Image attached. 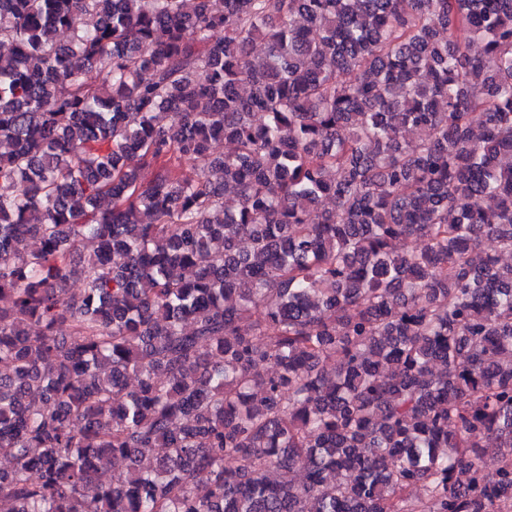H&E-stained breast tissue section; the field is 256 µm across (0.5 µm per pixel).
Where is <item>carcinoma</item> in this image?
I'll use <instances>...</instances> for the list:
<instances>
[{
  "label": "carcinoma",
  "instance_id": "carcinoma-1",
  "mask_svg": "<svg viewBox=\"0 0 512 512\" xmlns=\"http://www.w3.org/2000/svg\"><path fill=\"white\" fill-rule=\"evenodd\" d=\"M0 45L12 512H512V0H0Z\"/></svg>",
  "mask_w": 512,
  "mask_h": 512
}]
</instances>
